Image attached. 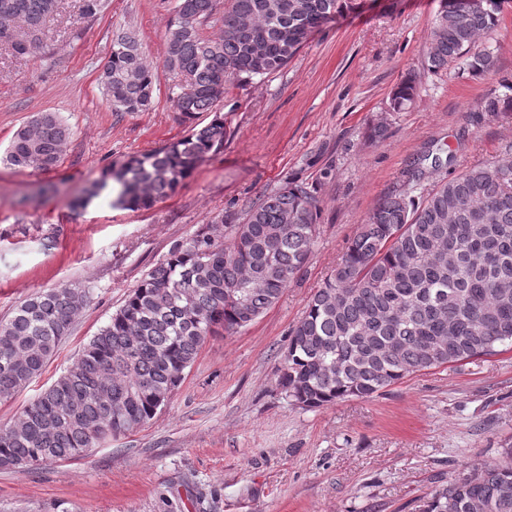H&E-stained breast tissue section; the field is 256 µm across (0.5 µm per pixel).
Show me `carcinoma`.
Masks as SVG:
<instances>
[{"instance_id":"obj_1","label":"carcinoma","mask_w":512,"mask_h":512,"mask_svg":"<svg viewBox=\"0 0 512 512\" xmlns=\"http://www.w3.org/2000/svg\"><path fill=\"white\" fill-rule=\"evenodd\" d=\"M58 0H0V52L34 56ZM348 0H229L222 34L203 35L213 0H176L165 66L182 76L172 101L190 124L181 139L104 170L74 205L102 195L110 205L148 209L224 146V118L191 125L229 86L284 68ZM501 0H441L428 68L481 75L495 65L478 49L498 25ZM101 83L112 111L144 112L153 69L135 32L115 35ZM413 77L390 110L415 99ZM512 110L489 95L475 112ZM69 126L39 112L13 135L6 162L48 171L66 153ZM408 165L399 190L370 211L335 268L290 330L278 387L294 404L320 408L369 398L408 377L496 354L512 343V148L426 188ZM316 188L291 179L244 210L220 213L175 245L131 289L124 304L63 371L0 427V469L24 473L75 459L148 424L179 387L212 336L243 329L278 302L309 262L319 234ZM90 300L85 288L37 293L0 321V400L39 376ZM431 493L424 512H512V448Z\"/></svg>"}]
</instances>
